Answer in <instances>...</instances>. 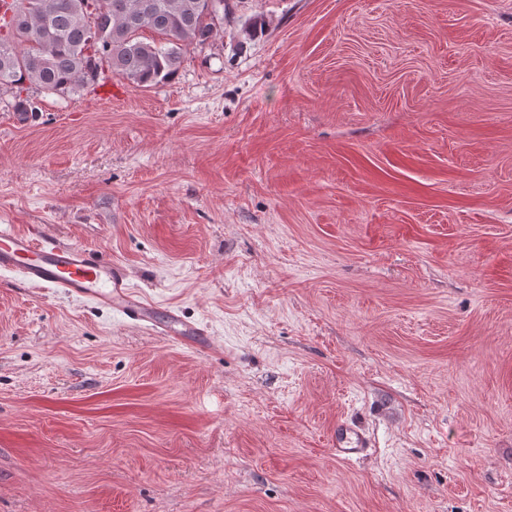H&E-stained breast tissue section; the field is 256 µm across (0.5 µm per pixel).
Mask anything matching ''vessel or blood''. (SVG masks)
I'll return each instance as SVG.
<instances>
[{
	"mask_svg": "<svg viewBox=\"0 0 512 512\" xmlns=\"http://www.w3.org/2000/svg\"><path fill=\"white\" fill-rule=\"evenodd\" d=\"M6 276L17 277L36 288L95 302L135 323H151L157 315H164L163 333L180 341L205 333L204 327L184 321L176 310L159 312L154 302L135 295L123 284L111 260L76 244L59 245L1 224L0 277ZM367 446L368 441L359 430L342 428L336 433L337 458L361 455Z\"/></svg>",
	"mask_w": 512,
	"mask_h": 512,
	"instance_id": "b4317fda",
	"label": "vessel or blood"
}]
</instances>
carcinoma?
Instances as JSON below:
<instances>
[{
	"instance_id": "obj_1",
	"label": "carcinoma",
	"mask_w": 512,
	"mask_h": 512,
	"mask_svg": "<svg viewBox=\"0 0 512 512\" xmlns=\"http://www.w3.org/2000/svg\"><path fill=\"white\" fill-rule=\"evenodd\" d=\"M224 0H0V91L74 95L107 79L137 87L172 78L187 48L208 44ZM94 10H89L90 5ZM164 38L147 42L141 32Z\"/></svg>"
}]
</instances>
